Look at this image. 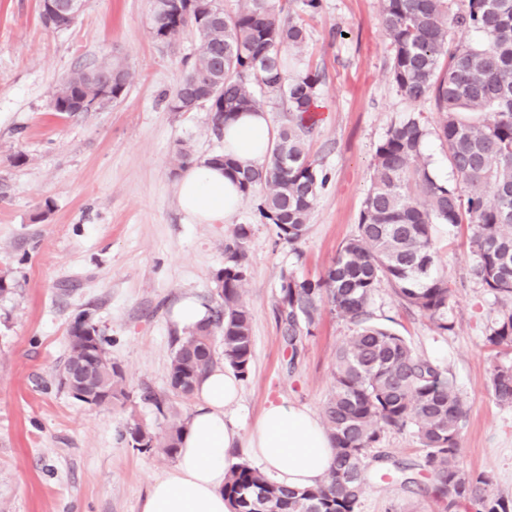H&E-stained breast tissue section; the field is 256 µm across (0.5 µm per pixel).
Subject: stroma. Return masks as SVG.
<instances>
[{"mask_svg":"<svg viewBox=\"0 0 512 512\" xmlns=\"http://www.w3.org/2000/svg\"><path fill=\"white\" fill-rule=\"evenodd\" d=\"M39 12L40 0H0V276L13 286L0 295V512H139L150 480L175 465L124 437L133 421L166 424L141 401V387L166 395L169 412L184 421L196 402L170 387L173 338L182 332L173 308L187 297L215 307L214 276L234 226L245 225L253 359L233 416L250 427L271 400L321 414L336 350L354 328L326 309L312 335L288 344L278 322L280 272L325 273L357 230L378 143L392 123L432 106H414L393 84L379 0H321L299 54L302 67L324 74L310 155L329 182L308 233L293 246L278 240L257 212L262 185L231 223L197 224L178 204L176 153L188 148L199 161L222 152L224 140L206 109L167 106L195 34L159 43L152 0H84L64 30L45 28ZM103 62L130 72L119 99L75 116L52 111L67 73ZM469 234L464 224L434 230L439 267L454 289L452 331L439 335L385 284L373 295L371 321L448 367L467 409L460 462L512 500V407L490 387L494 365L512 363V349L486 344L498 304L469 277ZM83 312L109 338L124 376L125 398L107 407L58 383ZM424 456L414 428L387 432L368 452L357 512H443Z\"/></svg>","mask_w":512,"mask_h":512,"instance_id":"stroma-1","label":"stroma"}]
</instances>
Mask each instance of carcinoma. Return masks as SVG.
<instances>
[{
    "label": "carcinoma",
    "mask_w": 512,
    "mask_h": 512,
    "mask_svg": "<svg viewBox=\"0 0 512 512\" xmlns=\"http://www.w3.org/2000/svg\"><path fill=\"white\" fill-rule=\"evenodd\" d=\"M168 11L154 12L155 37L171 43L187 30L198 36L184 76L168 98L179 112L189 97L211 113L220 133L234 114L262 109L260 95L280 96L288 104V124L274 134L269 155L259 168H241L227 155L211 156L224 164L243 196L265 185L259 211L284 242L295 245L308 231L309 216L328 176L310 158L307 143L315 122L320 70L290 75V57L307 40L304 16L320 0H302V12L285 11L269 0H247L234 14L222 0H169ZM452 0H381L382 25L391 49L390 76L409 102H428L435 126L424 112H410L391 125L378 144L371 185L360 211L357 232L340 248L326 273L317 279L282 270L279 318L288 343L312 332L323 308L356 330L336 351L331 393L323 424L336 450L334 464L319 485L291 489L269 480L246 462L224 479L230 512H356L366 486V452L388 429L412 426L426 450L425 467L446 512H512V500L491 492V478L460 465L458 436L466 407L447 368L418 356L390 329L368 323L369 305L381 283L399 300L446 334L453 296L448 277L439 272L433 226L473 227L470 277L487 292L512 299V0H464L450 13ZM48 29L73 22L62 10L40 4ZM474 35L450 45L452 28ZM129 72L113 74L108 63L65 75L52 99L55 112H78L77 100L103 91L124 93ZM435 135L446 148L454 182L433 178L424 147ZM237 244L227 246L224 280L217 306L203 322L173 339L170 386L182 394L217 363L214 341L221 333L224 364L248 374L253 356L252 310L246 300V271L238 242L248 236L240 225ZM107 340L87 315L70 329L68 355L59 372L84 358L85 337ZM487 343L512 347V305L503 307L488 327ZM119 366L106 355L88 386L86 403L104 405L103 397L125 395ZM491 389L496 400L512 407V364L495 366ZM185 424L171 421L160 434L138 422L126 426L132 447L157 449L173 458Z\"/></svg>",
    "instance_id": "obj_1"
}]
</instances>
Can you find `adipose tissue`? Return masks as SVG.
<instances>
[{
    "instance_id": "obj_1",
    "label": "adipose tissue",
    "mask_w": 512,
    "mask_h": 512,
    "mask_svg": "<svg viewBox=\"0 0 512 512\" xmlns=\"http://www.w3.org/2000/svg\"><path fill=\"white\" fill-rule=\"evenodd\" d=\"M224 151L244 168L266 158L273 139L267 112H241L222 131ZM181 209L200 224L230 221L243 196L223 166L206 161L188 166L176 183ZM241 380L223 365L213 366L196 384L197 402L183 432L175 468L149 484L140 512H229L224 477L237 460L234 449L261 464L274 482L316 486L331 468L335 450L322 421L309 409L273 402L247 430L228 417L238 404Z\"/></svg>"
}]
</instances>
